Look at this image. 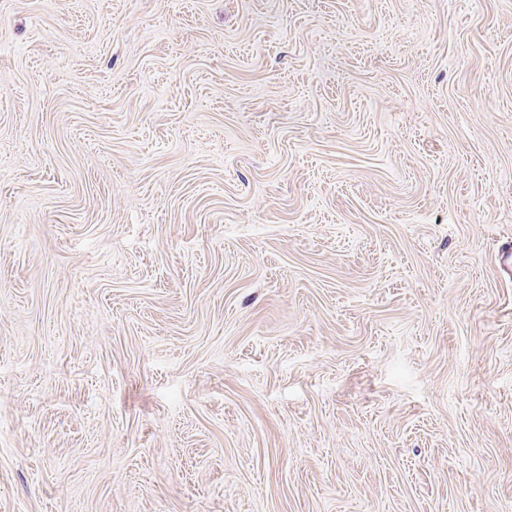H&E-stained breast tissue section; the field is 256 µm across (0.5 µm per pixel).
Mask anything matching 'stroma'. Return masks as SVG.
<instances>
[{"label":"stroma","instance_id":"35a3bbf8","mask_svg":"<svg viewBox=\"0 0 512 512\" xmlns=\"http://www.w3.org/2000/svg\"><path fill=\"white\" fill-rule=\"evenodd\" d=\"M512 0H0V512H512Z\"/></svg>","mask_w":512,"mask_h":512}]
</instances>
